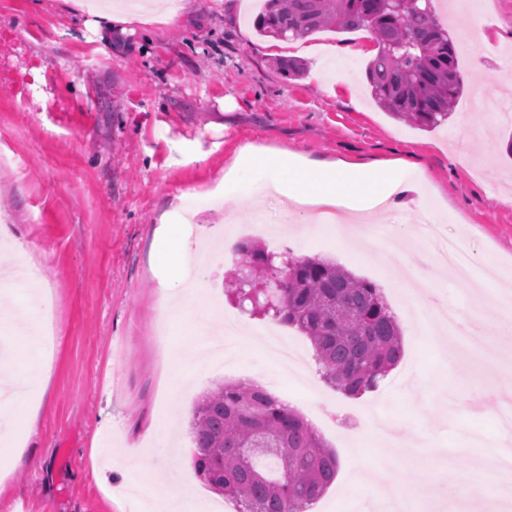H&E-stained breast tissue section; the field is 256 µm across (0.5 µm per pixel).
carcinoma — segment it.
Segmentation results:
<instances>
[{"label": "carcinoma", "instance_id": "1", "mask_svg": "<svg viewBox=\"0 0 512 512\" xmlns=\"http://www.w3.org/2000/svg\"><path fill=\"white\" fill-rule=\"evenodd\" d=\"M279 41L320 30L368 29L378 45L365 70L374 100L425 129L448 121L463 94L455 43L434 0H265L255 19ZM239 307L296 328L326 383L361 396L401 360L396 317L372 282L321 257L278 266L257 243L237 245ZM193 467L237 512H308L336 478V453L302 415L257 385L222 383L193 409Z\"/></svg>", "mask_w": 512, "mask_h": 512}]
</instances>
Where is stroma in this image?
Masks as SVG:
<instances>
[{
	"label": "stroma",
	"mask_w": 512,
	"mask_h": 512,
	"mask_svg": "<svg viewBox=\"0 0 512 512\" xmlns=\"http://www.w3.org/2000/svg\"><path fill=\"white\" fill-rule=\"evenodd\" d=\"M257 12L253 0H188L170 22L133 19L118 35L96 0H0V216L8 221L0 255L19 244L22 264L41 263L58 329L46 389L33 399L35 431L26 433L22 416L0 413V438L24 442L35 457L0 470V512H139L123 463L131 453L153 454L166 474L157 496L177 486L213 512H235L196 477L188 420L204 392L243 372L286 398L335 450L339 471L316 512H379L378 499L353 493L350 482L397 467L412 512H427L426 492L442 475L438 455L484 420L481 404L446 410L445 393L477 388V369L512 392V376L484 352L451 361L438 347L454 333L438 325V306L464 312L475 296L451 270L433 267L425 236L428 226H441L461 240L472 272L512 281V201L494 204L486 195L489 176L512 172V122L491 117L495 106L512 107L505 81L512 0H486L473 49L458 50L464 93L434 130L393 119L373 102L369 54L333 55V47L358 42V33L275 41L256 32ZM279 57L299 60L305 74L282 75ZM319 67L348 70L352 81L317 84L311 73ZM477 79L488 95L477 96ZM248 143L361 165L406 157L424 167L439 197L424 214L411 188L393 216L374 217L380 236L402 240V256L369 253L357 238L340 251L332 239L318 244L305 234L304 215L290 212L278 193L254 199L252 169H239L225 188V170ZM197 195L209 197L215 217L235 216L229 229L236 240L271 249L286 237L294 254L335 260L373 282L393 313L414 306L415 321L403 323L404 356L377 390L352 398L324 380L287 373L254 344L266 323L258 315L244 316L241 335L228 343L234 370L211 357L181 390L166 388L170 376L192 368L174 359L176 347L219 334L225 318L238 314L229 293L235 264L222 252V237L204 230L183 245L211 310L192 321L160 315L161 300L177 298L179 288L152 249L163 223H181L183 204ZM401 262L414 276L433 271L425 299L414 303L405 294L393 272ZM367 414L403 433L423 432L428 468L405 467L410 449L396 452L376 439L353 458L349 431ZM169 418L171 449L154 455L153 429Z\"/></svg>",
	"instance_id": "stroma-1"
}]
</instances>
